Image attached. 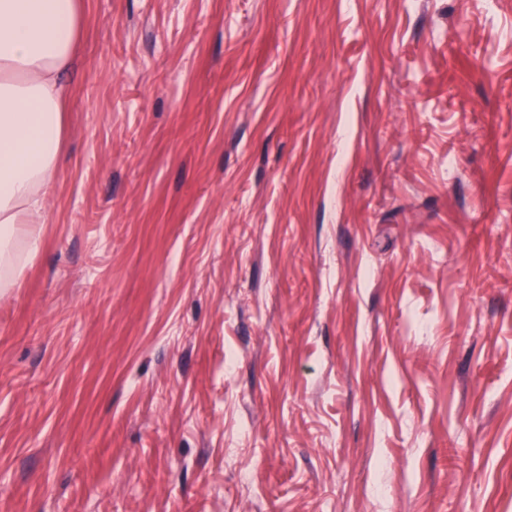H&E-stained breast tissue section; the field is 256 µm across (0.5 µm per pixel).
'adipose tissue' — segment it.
Listing matches in <instances>:
<instances>
[{
    "mask_svg": "<svg viewBox=\"0 0 512 512\" xmlns=\"http://www.w3.org/2000/svg\"><path fill=\"white\" fill-rule=\"evenodd\" d=\"M79 25L77 0H0V293L39 250Z\"/></svg>",
    "mask_w": 512,
    "mask_h": 512,
    "instance_id": "1",
    "label": "adipose tissue"
}]
</instances>
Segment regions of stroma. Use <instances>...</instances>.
<instances>
[{
  "label": "stroma",
  "mask_w": 512,
  "mask_h": 512,
  "mask_svg": "<svg viewBox=\"0 0 512 512\" xmlns=\"http://www.w3.org/2000/svg\"><path fill=\"white\" fill-rule=\"evenodd\" d=\"M82 2L0 512H512V0Z\"/></svg>",
  "instance_id": "stroma-1"
}]
</instances>
